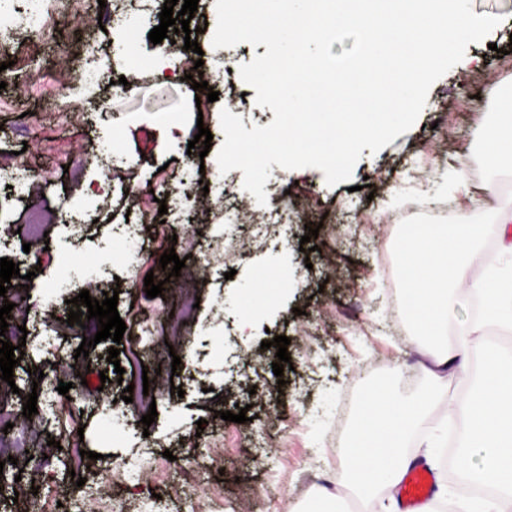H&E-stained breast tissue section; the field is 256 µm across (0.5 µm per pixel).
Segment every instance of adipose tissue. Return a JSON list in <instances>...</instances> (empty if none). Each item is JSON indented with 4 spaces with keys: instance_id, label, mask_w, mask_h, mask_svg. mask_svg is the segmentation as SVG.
I'll list each match as a JSON object with an SVG mask.
<instances>
[{
    "instance_id": "1",
    "label": "adipose tissue",
    "mask_w": 512,
    "mask_h": 512,
    "mask_svg": "<svg viewBox=\"0 0 512 512\" xmlns=\"http://www.w3.org/2000/svg\"><path fill=\"white\" fill-rule=\"evenodd\" d=\"M487 97L491 121L478 132L482 163L491 175H512V84L491 87ZM483 235L482 225L465 212L449 224L398 227L403 308L418 367L430 386L413 400L382 389L369 392L344 449L342 483L361 500L395 489L418 464V456L407 451L414 424L431 402L445 398L462 422L460 446L481 451L479 465L459 463L458 474L494 492L488 501L472 497L466 512H512V370L500 368L496 344L479 338L491 327L512 330V277H503L493 264L475 272L468 257ZM455 287L481 299L484 314L481 323L450 345L445 340L448 291ZM475 361L481 365L478 383L462 396L449 397V374L466 371Z\"/></svg>"
}]
</instances>
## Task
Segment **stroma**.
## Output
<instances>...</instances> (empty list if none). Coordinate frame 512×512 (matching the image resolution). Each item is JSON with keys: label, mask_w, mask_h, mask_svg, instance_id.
<instances>
[{"label": "stroma", "mask_w": 512, "mask_h": 512, "mask_svg": "<svg viewBox=\"0 0 512 512\" xmlns=\"http://www.w3.org/2000/svg\"><path fill=\"white\" fill-rule=\"evenodd\" d=\"M165 0H126L121 13L83 0H55L56 34L26 25L0 33V169L31 171L18 203L0 184V258L18 264L6 294L14 308L11 342L25 340L13 382L0 380V407L16 418L21 447L0 446V459L15 458L21 479L0 487V512H30L28 497H57L63 466L55 456L39 465L26 451L48 439L79 440L96 460L76 470L82 478L73 512H94L98 498L114 512H303L313 491L329 484L346 505L355 503L337 484L344 448L367 390L385 385L411 399L428 388L417 366L402 305L399 262L387 240L396 218L452 217L458 210L487 219L507 204L504 190L489 193L476 130L488 111L491 84L512 76V0H471L474 11L500 16L486 41L467 47L463 60L431 88L417 123L379 153L363 152L351 182L328 186L315 168L272 166L264 186L267 206L243 188V173H221L217 154L225 140L222 108L244 126L268 125L270 108L253 109L255 89L241 80L240 64L264 55L247 43L214 48L215 0H199L190 21L200 27V53L171 45L178 71L148 68L161 55L149 32L159 25ZM130 30L134 48L117 39ZM107 57L111 70L98 85H85L89 53ZM203 61L208 89L194 90L187 76ZM133 80L117 91V77ZM219 93L207 101L208 90ZM34 121L23 124L21 115ZM208 128L211 147L195 142ZM204 152L209 170L204 218L172 206L180 179ZM464 175L467 196L452 197L448 182ZM168 200L159 214V200ZM250 214L267 220L261 234L242 223ZM143 218L141 260L123 261L127 217ZM318 228L322 248L300 252L307 227ZM184 258L179 277L147 298L144 278L160 271L164 251ZM70 264L71 296L102 298L119 282L117 310L127 329L119 346L124 375L110 371L109 342L77 356L84 332L67 325L69 304L46 302L48 281ZM31 274L28 287L19 278ZM197 282L200 299L182 317V285ZM63 336L60 348L41 347L48 331ZM283 335L293 363L282 376L268 343ZM179 369H172L173 357ZM66 380L85 374L80 412L58 396L55 409L23 415L31 394V368ZM107 379H100V371ZM147 387L127 403L123 385ZM180 386L182 395L172 394ZM249 406L251 421L220 419V412ZM156 409L151 426L142 415ZM217 439L201 447L200 436ZM143 460L140 474L119 479L126 459Z\"/></svg>", "instance_id": "stroma-1"}]
</instances>
